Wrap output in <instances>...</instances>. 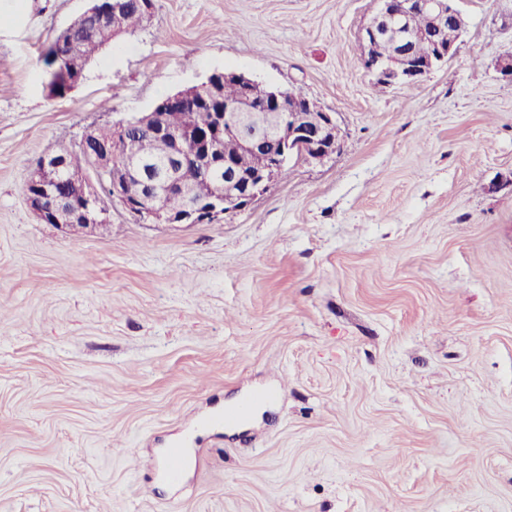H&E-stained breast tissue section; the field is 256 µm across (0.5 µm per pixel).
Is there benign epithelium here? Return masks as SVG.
<instances>
[{"label": "benign epithelium", "instance_id": "obj_1", "mask_svg": "<svg viewBox=\"0 0 512 512\" xmlns=\"http://www.w3.org/2000/svg\"><path fill=\"white\" fill-rule=\"evenodd\" d=\"M378 7L365 25L361 41L367 49L391 32L400 33L399 51L384 59L365 55L366 69L385 84L420 79L448 61L455 47L444 41L448 25L454 22V13L448 9V0H377ZM418 11L427 19L429 27L415 31H403L408 13ZM119 5L108 11L99 9L94 3L72 22L94 20L97 26H110L117 22ZM417 40L427 41L433 52L422 60H416L411 44ZM225 79H234L239 87L235 101L224 102V111L205 113L203 129H222L224 139L238 146V153H249L261 157V165L245 174L232 158L224 154V148L197 136L173 137L176 150L171 163L163 172L151 177L140 163L144 150L133 145L125 155L117 156L107 151L94 157L92 169L96 179L85 177L82 181V196L86 204H99L102 195L116 199L132 217L139 218L150 208L152 217L159 224H212L235 211L245 208L253 199L267 193L280 179V172L292 160L320 162L335 154L339 147L336 137V122L331 113L323 112L315 103L305 98H288V91L270 87L260 96L254 90L255 81L235 72L224 73ZM140 127L150 134L168 132L160 121V113L143 112L130 120L112 125V140L127 139L129 130ZM193 162L208 169L224 171V181L231 191L208 197V205L198 201L199 189L185 186L175 178L174 169ZM39 179L26 185L30 206L40 219H50L56 225L74 231L102 228L98 221L90 218L89 208L75 209L70 199L63 197L57 184L66 172L65 159L58 154H47L35 164ZM140 181L138 189L130 187L129 176ZM179 190L182 212L174 216L167 208L155 204L157 197Z\"/></svg>", "mask_w": 512, "mask_h": 512}]
</instances>
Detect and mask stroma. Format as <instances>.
<instances>
[{
	"mask_svg": "<svg viewBox=\"0 0 512 512\" xmlns=\"http://www.w3.org/2000/svg\"><path fill=\"white\" fill-rule=\"evenodd\" d=\"M20 3L0 512H512V0H457L456 54L410 87L363 66L375 0H155L56 99L40 58L90 2ZM225 70L302 88L339 151L214 224L37 219L38 157Z\"/></svg>",
	"mask_w": 512,
	"mask_h": 512,
	"instance_id": "35a3bbf8",
	"label": "stroma"
}]
</instances>
